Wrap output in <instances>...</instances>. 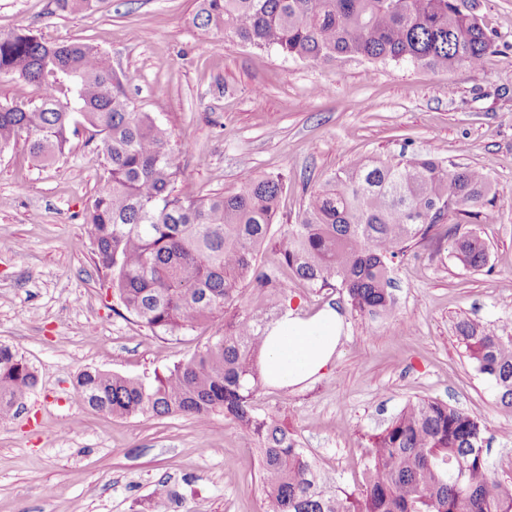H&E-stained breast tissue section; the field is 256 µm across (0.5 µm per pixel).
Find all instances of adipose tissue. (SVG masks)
<instances>
[{
  "mask_svg": "<svg viewBox=\"0 0 512 512\" xmlns=\"http://www.w3.org/2000/svg\"><path fill=\"white\" fill-rule=\"evenodd\" d=\"M344 335V317L334 306L310 316L285 308L264 333L259 355L264 382L291 391L306 386L333 365Z\"/></svg>",
  "mask_w": 512,
  "mask_h": 512,
  "instance_id": "obj_1",
  "label": "adipose tissue"
}]
</instances>
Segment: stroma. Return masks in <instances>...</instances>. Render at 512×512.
<instances>
[{
    "label": "stroma",
    "instance_id": "obj_1",
    "mask_svg": "<svg viewBox=\"0 0 512 512\" xmlns=\"http://www.w3.org/2000/svg\"><path fill=\"white\" fill-rule=\"evenodd\" d=\"M196 0H99L78 14L54 0H0V33L30 28L43 40L80 39L134 71L126 92L170 131L178 188L233 192L241 176L281 171L282 222L295 223L311 191L368 156L431 153L484 170L499 215L480 225L490 266L469 272L435 225L395 263V304L371 323L346 317L334 365L303 389L261 386L257 406L288 426L317 466L359 485L367 436L406 401L437 399L486 426V454L512 477V417L493 383L470 366L455 325L472 318L512 333V0H465L493 42L474 69L342 56L321 63L195 28ZM105 176L89 132L65 154L34 161L25 144L0 153V344L38 383L17 417L0 421V512H263L257 440L223 413L115 416L73 396L87 368L150 377L201 347L223 318L158 336L115 313L93 261L84 212ZM287 303L313 315L345 305L336 288L291 283ZM168 481L176 496L158 499Z\"/></svg>",
    "mask_w": 512,
    "mask_h": 512
}]
</instances>
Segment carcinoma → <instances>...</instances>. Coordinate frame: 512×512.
Masks as SVG:
<instances>
[{"mask_svg": "<svg viewBox=\"0 0 512 512\" xmlns=\"http://www.w3.org/2000/svg\"><path fill=\"white\" fill-rule=\"evenodd\" d=\"M63 13L96 0H55ZM197 28L230 34L256 48L326 62L338 55L407 60L436 69L476 68L493 43L458 0H197ZM0 73L44 86L35 106L0 103V152L18 140L50 162L83 126L98 137L107 177L86 208L94 263L124 310L155 335L176 336L224 314V329L154 379L96 368L73 388L85 406L124 417L217 412L259 442L264 512H512V483L484 452L486 427L470 412L435 399L409 400L369 435L360 487L349 492L322 472L286 427L255 403L262 384L258 351L270 306L288 276L310 287L339 288L350 312L376 319L393 307L395 260L444 221L451 258L467 271L489 263L487 242L471 224L496 220L487 173L430 154L372 156L316 187L300 219L282 225L286 179L250 175L233 193L195 198L175 189L178 167L169 132L131 108L124 85L93 45L50 43L26 28L0 33ZM74 82L62 102L48 77ZM278 253L267 265L261 254ZM250 287L263 300L244 317L228 303ZM457 339L512 415V334L462 318ZM37 376L19 352L0 345V420L17 416Z\"/></svg>", "mask_w": 512, "mask_h": 512, "instance_id": "cac0c4a2", "label": "carcinoma"}]
</instances>
